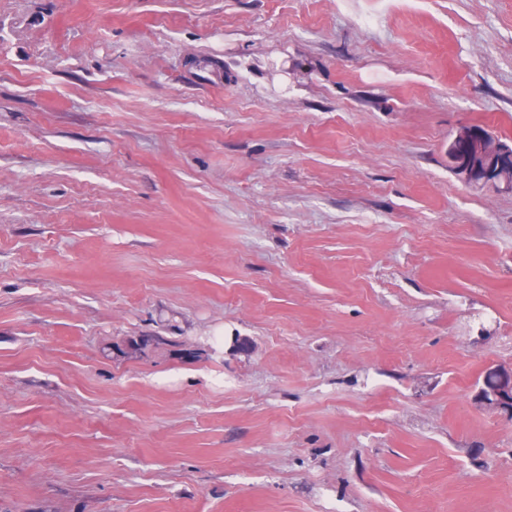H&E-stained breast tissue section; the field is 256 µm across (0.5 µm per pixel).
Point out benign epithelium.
<instances>
[{
  "mask_svg": "<svg viewBox=\"0 0 512 512\" xmlns=\"http://www.w3.org/2000/svg\"><path fill=\"white\" fill-rule=\"evenodd\" d=\"M448 157L465 181L474 182L480 172L489 184L512 187V166L506 158L512 157V147L503 144L484 129L467 127L455 136L448 146ZM486 401L502 410L512 409V376H491L486 379Z\"/></svg>",
  "mask_w": 512,
  "mask_h": 512,
  "instance_id": "1",
  "label": "benign epithelium"
}]
</instances>
